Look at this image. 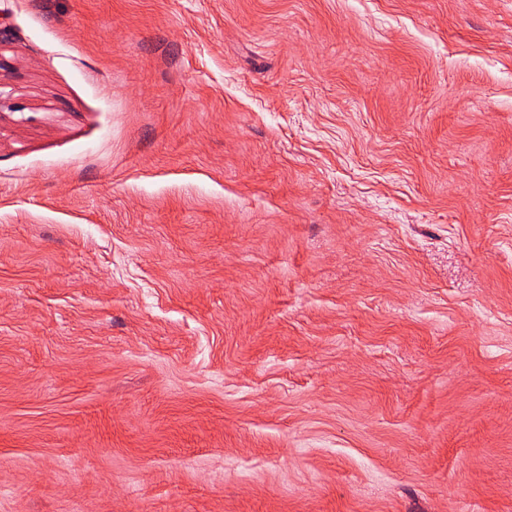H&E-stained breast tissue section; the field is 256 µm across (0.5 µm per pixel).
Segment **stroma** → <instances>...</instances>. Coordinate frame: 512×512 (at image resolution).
<instances>
[{
    "label": "stroma",
    "mask_w": 512,
    "mask_h": 512,
    "mask_svg": "<svg viewBox=\"0 0 512 512\" xmlns=\"http://www.w3.org/2000/svg\"><path fill=\"white\" fill-rule=\"evenodd\" d=\"M0 512H512V0H0Z\"/></svg>",
    "instance_id": "35a3bbf8"
}]
</instances>
